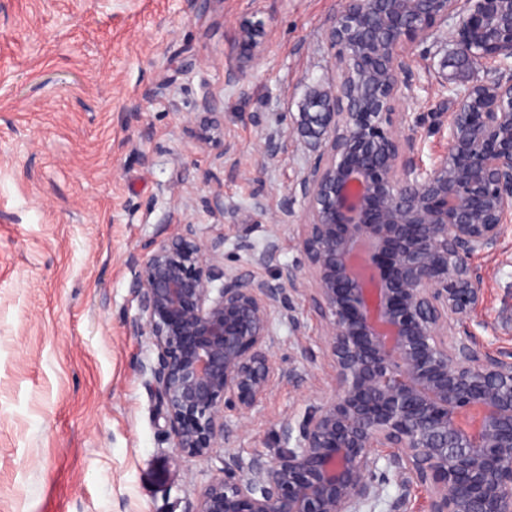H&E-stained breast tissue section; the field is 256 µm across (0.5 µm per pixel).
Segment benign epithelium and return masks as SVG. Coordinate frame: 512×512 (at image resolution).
Here are the masks:
<instances>
[{"label": "benign epithelium", "mask_w": 512, "mask_h": 512, "mask_svg": "<svg viewBox=\"0 0 512 512\" xmlns=\"http://www.w3.org/2000/svg\"><path fill=\"white\" fill-rule=\"evenodd\" d=\"M448 29L499 76L440 95L448 149L426 167L399 106L420 84L414 47ZM326 37L336 81L294 122L318 155L278 204L286 221L304 203L302 265L278 266L271 237L252 263L272 278L228 267L223 242L192 224L129 259V328L152 336L146 372L190 458L242 432L286 375L271 353L275 324L303 327L292 294L325 324L333 392L281 421L274 455L224 453L189 512H374L391 484L388 512H404L413 484L430 512H512V355L460 336L481 299L466 259L495 251L512 216V0H340ZM266 43L264 22L240 15L229 78ZM201 108L207 145L218 103Z\"/></svg>", "instance_id": "benign-epithelium-1"}]
</instances>
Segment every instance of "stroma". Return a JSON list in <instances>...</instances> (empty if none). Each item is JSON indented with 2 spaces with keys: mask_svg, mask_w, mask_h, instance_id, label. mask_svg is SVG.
<instances>
[{
  "mask_svg": "<svg viewBox=\"0 0 512 512\" xmlns=\"http://www.w3.org/2000/svg\"><path fill=\"white\" fill-rule=\"evenodd\" d=\"M338 0H0V512H186L225 451L274 454L288 414L331 393L323 324L294 298L301 334L279 324L272 356L287 370L263 409L211 460L178 455L143 371L152 339L127 260L141 241L195 225L252 265L269 237L302 262L303 204L273 213L316 151L292 126L310 90L336 79L325 30ZM267 25L261 57L236 82L235 19ZM449 85L491 80L452 37L416 49ZM404 111L424 163L448 148L438 88L421 81ZM224 122L202 145L190 122L204 98ZM287 150L267 159V142ZM221 208H214V200ZM268 204L255 209L256 200ZM482 300L464 327L512 354V218L496 251L470 258Z\"/></svg>",
  "mask_w": 512,
  "mask_h": 512,
  "instance_id": "1",
  "label": "stroma"
}]
</instances>
